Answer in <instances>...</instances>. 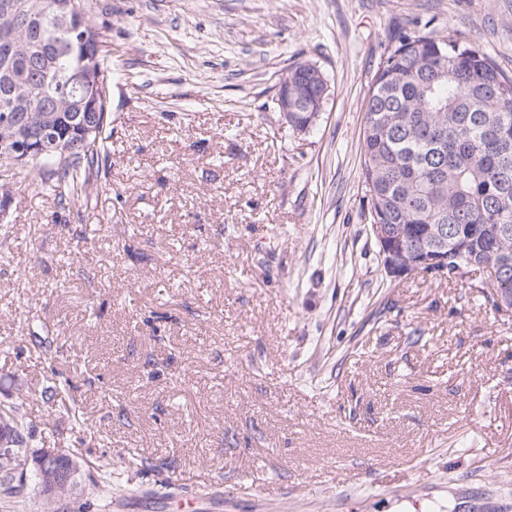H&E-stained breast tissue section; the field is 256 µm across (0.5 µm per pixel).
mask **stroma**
Segmentation results:
<instances>
[{
	"mask_svg": "<svg viewBox=\"0 0 512 512\" xmlns=\"http://www.w3.org/2000/svg\"><path fill=\"white\" fill-rule=\"evenodd\" d=\"M111 56L106 185L0 178V406L83 463L89 512H512V312L388 276L361 178L394 30L512 77V0H85ZM307 62L309 131L276 107ZM62 350L76 427L41 398Z\"/></svg>",
	"mask_w": 512,
	"mask_h": 512,
	"instance_id": "stroma-1",
	"label": "stroma"
}]
</instances>
